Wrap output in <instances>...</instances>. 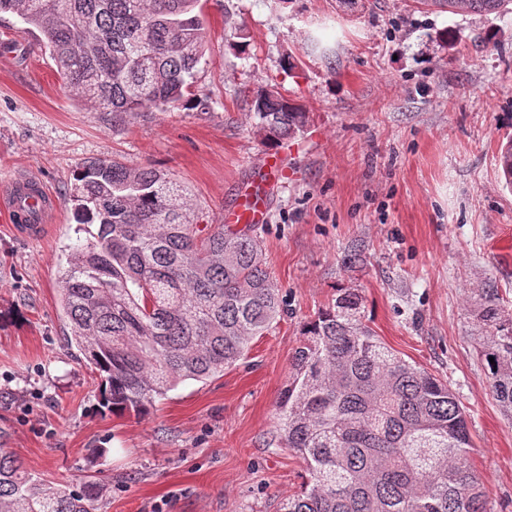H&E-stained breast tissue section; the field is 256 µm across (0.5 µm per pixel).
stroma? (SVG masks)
Here are the masks:
<instances>
[{
  "instance_id": "35a3bbf8",
  "label": "stroma",
  "mask_w": 512,
  "mask_h": 512,
  "mask_svg": "<svg viewBox=\"0 0 512 512\" xmlns=\"http://www.w3.org/2000/svg\"><path fill=\"white\" fill-rule=\"evenodd\" d=\"M198 7L207 24L188 105L122 122L73 99L39 34L0 15V41L25 50L0 51V192L27 176L56 200L36 236L0 205L7 447L52 485L97 482L99 512H276L305 478L277 418L301 326L352 287L377 336L456 394L487 512H512V414L471 337L478 289L497 288L512 312V191L498 167L512 136V14L423 12L412 0ZM238 27L252 37L245 54L229 45ZM266 88L311 115L278 147L288 178L257 227L283 314L223 376L181 382L140 417L104 411L60 305L67 258L86 238L68 199L75 173L95 158L161 168L200 223H221L270 150L251 111Z\"/></svg>"
}]
</instances>
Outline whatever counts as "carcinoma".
<instances>
[{
	"label": "carcinoma",
	"instance_id": "1",
	"mask_svg": "<svg viewBox=\"0 0 512 512\" xmlns=\"http://www.w3.org/2000/svg\"><path fill=\"white\" fill-rule=\"evenodd\" d=\"M198 0H0L43 36L70 95L115 119L177 108L203 52ZM450 14L512 12V0H419ZM265 143L301 137L310 113L274 90L253 100ZM498 164L512 191V138ZM78 223L97 226L68 258L61 308L102 407L141 415L185 380L243 359L281 312L253 225L196 224L183 188L154 167L86 162L70 193ZM489 382L512 413V313L495 288L474 310ZM278 403L281 439L306 463L300 494L278 512H485L468 462L467 420L448 385L384 343L362 297L341 288L302 326ZM494 362H489V358ZM0 512H97V483L50 487L3 448Z\"/></svg>",
	"mask_w": 512,
	"mask_h": 512
}]
</instances>
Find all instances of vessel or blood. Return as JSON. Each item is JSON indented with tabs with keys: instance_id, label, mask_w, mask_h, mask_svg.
<instances>
[{
	"instance_id": "vessel-or-blood-1",
	"label": "vessel or blood",
	"mask_w": 512,
	"mask_h": 512,
	"mask_svg": "<svg viewBox=\"0 0 512 512\" xmlns=\"http://www.w3.org/2000/svg\"><path fill=\"white\" fill-rule=\"evenodd\" d=\"M285 169L278 154L269 153L263 156L259 167V176L253 187L239 190L235 202L224 211V221L228 224H262L268 217L269 200L279 187ZM50 197L40 194L28 197L16 194L12 197L10 212L25 211L31 213L34 222L27 225V232H37V219L43 218Z\"/></svg>"
}]
</instances>
